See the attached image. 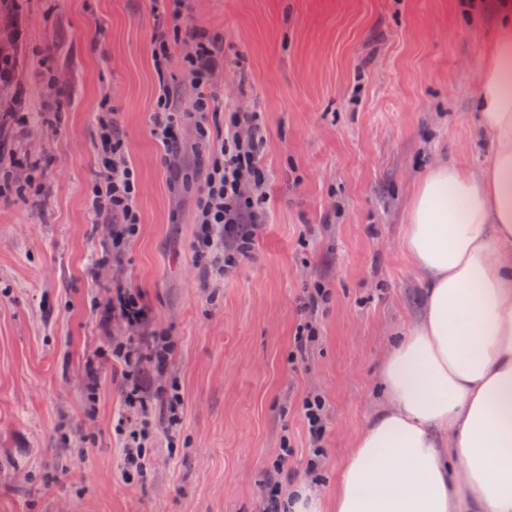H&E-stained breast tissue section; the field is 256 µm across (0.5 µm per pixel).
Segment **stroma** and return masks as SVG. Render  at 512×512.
<instances>
[{"label":"stroma","mask_w":512,"mask_h":512,"mask_svg":"<svg viewBox=\"0 0 512 512\" xmlns=\"http://www.w3.org/2000/svg\"><path fill=\"white\" fill-rule=\"evenodd\" d=\"M192 23L224 41L215 94L263 113L271 222L226 279L195 261L194 190L172 191L150 134L158 76L150 39L160 0H26L17 72L29 111L6 149L21 198L0 181V512H259L271 462L294 450L283 490L308 482L302 399H327L328 498L378 406L393 335L417 318L423 284L402 251L413 188L435 162L488 163L473 141L487 24L462 0H186ZM110 95L139 175L141 224L122 267L87 188ZM331 296L307 358L293 338L300 300ZM140 289L174 343L182 387L176 442L157 432L144 478L128 483L113 430L123 370L102 322L113 287Z\"/></svg>","instance_id":"1"}]
</instances>
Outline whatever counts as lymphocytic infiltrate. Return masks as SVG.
I'll use <instances>...</instances> for the list:
<instances>
[{"label": "lymphocytic infiltrate", "instance_id": "lymphocytic-infiltrate-1", "mask_svg": "<svg viewBox=\"0 0 512 512\" xmlns=\"http://www.w3.org/2000/svg\"><path fill=\"white\" fill-rule=\"evenodd\" d=\"M180 53H173V45ZM150 56L161 77L151 116L150 133L165 150L164 163L172 174L173 188L189 186L192 176L187 163L194 147L185 139L184 114L178 105V88L165 81L171 63H178L195 92L192 114L198 140L209 142L206 170L197 187L194 222L197 226L198 256L219 276H227L241 258L250 255L255 238L267 221L265 204L271 181L261 164L267 145L262 113L246 112L234 103H218L212 92L215 75L224 68V43L194 25L186 12L185 0H166L162 20L150 40ZM105 118L99 119L94 147L98 171L89 187V209L94 218L112 224V260L122 262L126 243L138 231L139 177L127 155L125 142L115 118L110 117L109 100H102ZM105 317L142 327L149 321V309L141 292L117 287L101 306ZM134 338L116 342L112 354L133 367L135 379L125 396L129 408L139 411V428L126 430L118 420L120 471L124 479L144 477L147 472L146 443L155 422L145 407V371L134 348Z\"/></svg>", "mask_w": 512, "mask_h": 512}]
</instances>
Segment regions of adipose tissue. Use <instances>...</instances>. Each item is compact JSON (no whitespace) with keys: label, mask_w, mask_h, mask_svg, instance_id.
Here are the masks:
<instances>
[{"label":"adipose tissue","mask_w":512,"mask_h":512,"mask_svg":"<svg viewBox=\"0 0 512 512\" xmlns=\"http://www.w3.org/2000/svg\"><path fill=\"white\" fill-rule=\"evenodd\" d=\"M490 22L476 106L493 157L415 185L402 248L425 282L419 317L329 500L299 485L286 512H512V0Z\"/></svg>","instance_id":"1"}]
</instances>
